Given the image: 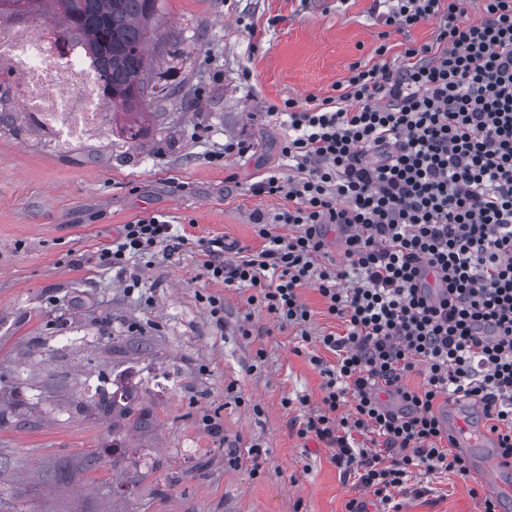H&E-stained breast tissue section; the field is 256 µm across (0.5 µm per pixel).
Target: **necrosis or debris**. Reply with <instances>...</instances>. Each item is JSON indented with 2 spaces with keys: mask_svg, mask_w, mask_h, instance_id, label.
I'll return each instance as SVG.
<instances>
[{
  "mask_svg": "<svg viewBox=\"0 0 512 512\" xmlns=\"http://www.w3.org/2000/svg\"><path fill=\"white\" fill-rule=\"evenodd\" d=\"M17 72L20 84L8 85L7 91L19 95L31 137L59 154L111 139L101 67L79 42L62 45L54 29L37 32L15 22L0 37V76Z\"/></svg>",
  "mask_w": 512,
  "mask_h": 512,
  "instance_id": "1",
  "label": "necrosis or debris"
}]
</instances>
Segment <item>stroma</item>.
<instances>
[{
	"label": "stroma",
	"instance_id": "1",
	"mask_svg": "<svg viewBox=\"0 0 512 512\" xmlns=\"http://www.w3.org/2000/svg\"><path fill=\"white\" fill-rule=\"evenodd\" d=\"M386 9L157 0L155 23L177 49L148 52L156 93L139 147L59 155L0 130V512H348L363 495L332 448L299 434L323 394L310 357L335 361L316 338L342 322L303 289L315 338L304 343L202 262L215 239L260 250L253 215L288 205L251 191L288 170V128L271 107L333 95L380 45L395 64L406 44L432 42L436 21L399 32L381 24ZM229 140L254 148L211 161ZM151 215L185 245L102 266L123 225ZM208 294L223 296V319ZM123 373L138 375L136 405L154 426L88 408ZM303 395L308 408L282 404ZM487 494L482 477L443 472L414 477L396 500L400 512H484Z\"/></svg>",
	"mask_w": 512,
	"mask_h": 512
}]
</instances>
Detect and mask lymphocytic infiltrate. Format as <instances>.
<instances>
[{
  "mask_svg": "<svg viewBox=\"0 0 512 512\" xmlns=\"http://www.w3.org/2000/svg\"><path fill=\"white\" fill-rule=\"evenodd\" d=\"M390 0L383 25L437 19L432 43L406 45L398 65L354 63L320 100H286L289 176L256 195L287 209L256 217L260 251L227 258L213 240L207 279L246 288L249 305L304 327L301 291L317 290L343 333L318 341L336 356L322 368V407L301 436L332 447L345 474L393 504L411 473L469 477L449 448L442 402L479 406L497 453L512 461V0ZM347 227L344 263L325 229ZM157 216L124 225L99 253L120 268L133 256L183 245ZM421 371V387L406 378ZM395 395L400 410L381 394Z\"/></svg>",
  "mask_w": 512,
  "mask_h": 512,
  "instance_id": "f902f5d3",
  "label": "lymphocytic infiltrate"
}]
</instances>
